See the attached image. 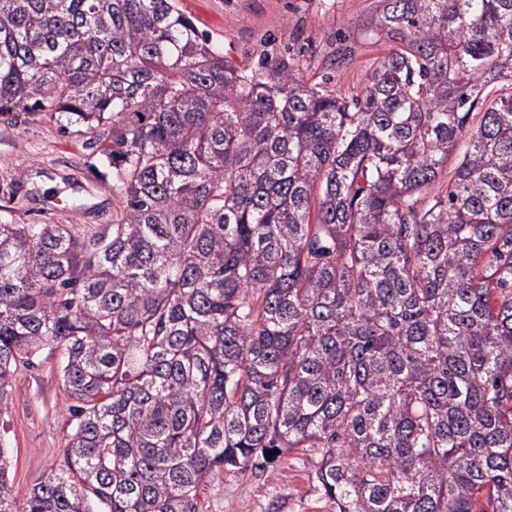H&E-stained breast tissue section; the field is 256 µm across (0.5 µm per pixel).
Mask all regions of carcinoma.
<instances>
[{
	"label": "carcinoma",
	"mask_w": 512,
	"mask_h": 512,
	"mask_svg": "<svg viewBox=\"0 0 512 512\" xmlns=\"http://www.w3.org/2000/svg\"><path fill=\"white\" fill-rule=\"evenodd\" d=\"M365 87L176 0H0V115L82 125L118 208L0 217V412L53 343L59 468L0 512H197L302 449L336 512H512V0H375Z\"/></svg>",
	"instance_id": "carcinoma-1"
}]
</instances>
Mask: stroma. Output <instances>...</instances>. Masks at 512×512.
Returning <instances> with one entry per match:
<instances>
[{
    "mask_svg": "<svg viewBox=\"0 0 512 512\" xmlns=\"http://www.w3.org/2000/svg\"><path fill=\"white\" fill-rule=\"evenodd\" d=\"M374 0H178L214 47L239 64L259 56L302 51L306 77L322 73L320 62L332 48L349 57L333 73L331 88L361 91L388 43L366 35L362 22ZM88 138L79 126L62 130L51 113L22 119L0 115V215L16 224H41L51 199L60 198L55 221L92 235L112 221L116 206L104 192V209L90 213L71 181L92 178ZM61 354L43 350L37 365L19 368L9 406L0 411V445L10 457L8 484L24 498L35 480L59 467L63 437L70 424V401L59 377ZM315 460L295 450L275 457L261 470H221L207 477L197 496L199 512H336L312 486Z\"/></svg>",
    "mask_w": 512,
    "mask_h": 512,
    "instance_id": "1",
    "label": "stroma"
}]
</instances>
